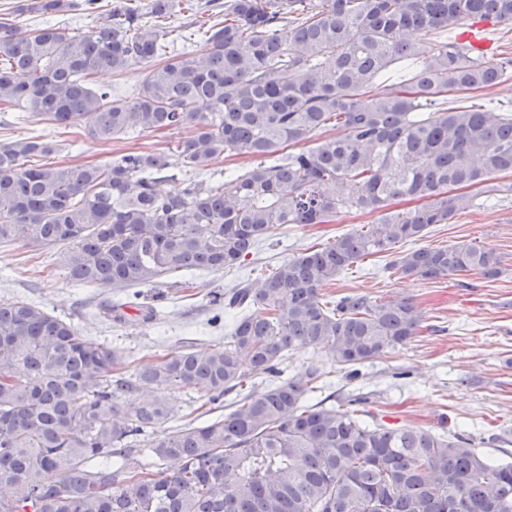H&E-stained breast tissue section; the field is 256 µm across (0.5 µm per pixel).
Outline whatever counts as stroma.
Instances as JSON below:
<instances>
[{"label":"stroma","instance_id":"35a3bbf8","mask_svg":"<svg viewBox=\"0 0 512 512\" xmlns=\"http://www.w3.org/2000/svg\"><path fill=\"white\" fill-rule=\"evenodd\" d=\"M18 0H0V13L26 29L39 23L84 28L91 18L85 0H72L66 11L39 16L13 13ZM35 134L62 144V161L69 164H105L127 148L162 151L172 180L165 190L178 189L176 175L184 160L175 145L182 130H166L125 140L101 141L85 127H52L17 120L14 112H0V142ZM373 217L355 211L340 214L329 224H284L272 230L240 266L220 272L197 273L198 288L188 295L179 288L165 289L156 300L154 320L118 324L107 315L125 291L80 288L59 262V248L34 250L21 243L0 244V304L29 299L70 321L77 331L109 348H120L147 360L164 355L179 339H195L208 348L228 336L229 317L209 301L213 290L261 277L278 263L305 249L344 233L360 231ZM473 243L494 250L501 272L490 279L472 272L463 278L399 280L384 272L387 261L379 254L366 258L323 288L325 297L366 294L410 298L421 320L416 336L406 345L385 353L350 373L334 363L325 350L308 347L293 354L283 366L292 376L309 365H321L326 375L310 401L328 396L366 397V407L381 418L448 436L471 437L478 452L499 462H512V193L478 198L475 207L445 224L430 225L419 241L398 243L397 251ZM220 316L218 326L209 320Z\"/></svg>","mask_w":512,"mask_h":512}]
</instances>
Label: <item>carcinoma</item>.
<instances>
[{"mask_svg":"<svg viewBox=\"0 0 512 512\" xmlns=\"http://www.w3.org/2000/svg\"><path fill=\"white\" fill-rule=\"evenodd\" d=\"M66 2L20 10L54 14ZM178 5L114 6L84 35L0 20V107L103 141L189 132L178 145L182 187L168 193L158 151L69 165L44 162L60 147L40 136L0 144V242L61 247L84 286L153 287L231 268L276 226L351 210L379 217L214 293L233 317L224 343H183L132 369L126 354L32 302L0 305V512H512V464L486 460L471 439L308 404L317 366L272 380L298 349L354 366L404 345L419 328L408 299L326 301L321 287L448 223L474 204L465 190L512 191L492 183L512 173V107L448 106L450 93L509 76L512 59L419 38L472 18L511 24L512 0H224V20L197 21L207 37L194 55L161 24ZM403 59L420 66L386 83ZM139 63L150 67L130 98L92 86L97 73ZM224 153L266 161L222 184L197 180ZM400 198L420 204L390 210ZM385 270L495 277L500 258L463 243L413 250ZM124 306L112 307L114 321H131L128 307L154 316L152 305ZM161 388L237 399L203 425L169 427ZM168 460L180 467L163 470Z\"/></svg>","mask_w":512,"mask_h":512,"instance_id":"carcinoma-1","label":"carcinoma"}]
</instances>
